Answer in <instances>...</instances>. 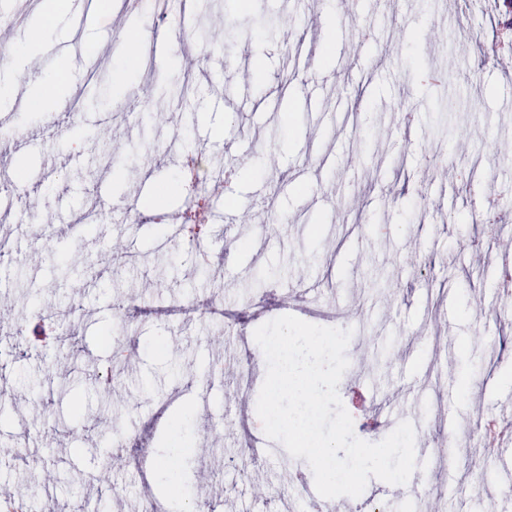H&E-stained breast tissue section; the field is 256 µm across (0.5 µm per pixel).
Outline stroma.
<instances>
[{"instance_id":"35a3bbf8","label":"stroma","mask_w":512,"mask_h":512,"mask_svg":"<svg viewBox=\"0 0 512 512\" xmlns=\"http://www.w3.org/2000/svg\"><path fill=\"white\" fill-rule=\"evenodd\" d=\"M205 3L215 43L175 34L162 0H146L137 17L123 0H67L36 55L0 61V115L23 127L0 161L21 172L17 191L0 193V236L15 244L0 262V300L14 303L15 323L33 321L34 303L54 308L43 345L0 325V449L9 451L0 488L31 512H140L147 492L164 512H190L197 500L217 512H285L275 482L284 463L313 473L283 451L241 480L249 436L263 427L258 390H239L224 364L241 344L225 316L264 293L245 327L253 334L280 317L281 289L310 277L318 290L307 322L333 326L332 308L353 331L338 392L358 417L355 435L372 441L374 395L397 408L398 366L412 364L409 420L416 448L429 451L418 501L373 478L359 497L336 498L339 512L370 503L392 512L396 502L502 512L507 481L478 444L496 400L512 396L501 377L512 365V296L498 290L512 249H497L494 223L512 215V76L496 62L512 35L496 6L359 0L350 20L341 0H190L191 12ZM133 42L141 61L129 71ZM430 69L447 80L425 82ZM311 71L328 86L314 102L301 90ZM57 76L64 106L26 109L32 79ZM410 109L418 122L407 128ZM102 114L111 126L88 138ZM203 151L228 176L226 195L200 215L205 263L193 250L156 247L157 214L195 201L189 162ZM308 160L312 180H297ZM99 202L90 235L45 234L44 212L70 220ZM227 208L239 223L215 222ZM119 240L127 254L103 268L105 246ZM158 278L163 287L142 291ZM136 293L149 313L117 325L114 301ZM212 294L216 312H190L192 299ZM486 300L498 317L474 316ZM130 348L113 387L105 375ZM467 355L485 369L461 395L457 364ZM120 430L144 448L113 473Z\"/></svg>"}]
</instances>
